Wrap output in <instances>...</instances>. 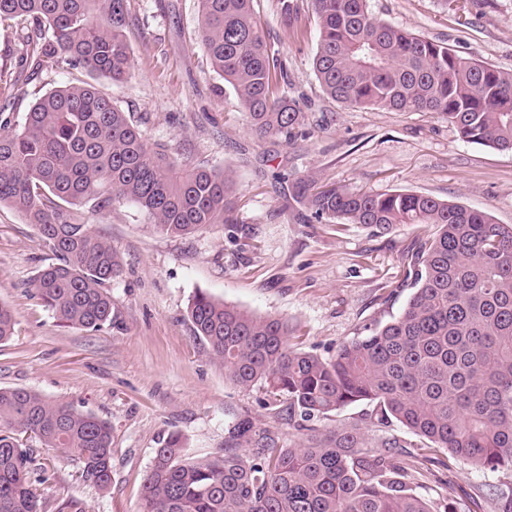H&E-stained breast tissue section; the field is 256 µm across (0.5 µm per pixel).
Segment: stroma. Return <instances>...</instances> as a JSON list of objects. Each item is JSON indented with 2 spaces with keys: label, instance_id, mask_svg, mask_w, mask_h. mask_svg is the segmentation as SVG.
<instances>
[{
  "label": "stroma",
  "instance_id": "obj_1",
  "mask_svg": "<svg viewBox=\"0 0 512 512\" xmlns=\"http://www.w3.org/2000/svg\"><path fill=\"white\" fill-rule=\"evenodd\" d=\"M306 28L295 41L275 0H254L265 33L288 69L289 96L305 122L294 137L258 138L233 90L215 73L199 35V0H127L132 69L126 81L58 64L23 69L20 28L0 25V108L21 122L36 97L68 83L91 82L112 98L150 144L188 165L230 170L236 182L232 223L185 238L158 233L127 201L82 207L87 224L116 250L121 275L107 284L115 326L91 331L60 324L33 293L53 254L33 225L0 206V302L13 311L11 340L0 345V388H24L72 404L112 426V487L100 492L78 477L75 461L29 441L47 468L49 488L82 499L89 512H138L156 448L181 434L190 456L223 455L241 420L275 432L284 447L310 432L359 429L368 447L397 439L423 461L411 486L420 496L456 503L460 512H496L493 493L512 473L459 458L425 460V442L396 421L379 424L370 404L350 405L309 429L272 417L274 395L225 379L209 347L196 339L187 308L196 292L259 316L287 318L292 341L328 359L338 344L386 323L406 303L411 256L432 229L401 224L375 234L356 224H302L292 184L383 193L404 191L488 212L512 225V153L463 141L447 120L422 112L344 106L328 98L312 71L319 26L312 0H296ZM374 16L460 54L512 71V0H369Z\"/></svg>",
  "mask_w": 512,
  "mask_h": 512
}]
</instances>
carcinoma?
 <instances>
[{
  "label": "carcinoma",
  "instance_id": "obj_1",
  "mask_svg": "<svg viewBox=\"0 0 512 512\" xmlns=\"http://www.w3.org/2000/svg\"><path fill=\"white\" fill-rule=\"evenodd\" d=\"M253 0H200L199 27L215 72L248 112L260 137L292 135L305 116L280 93L285 63L256 20ZM320 38L313 73L323 92L348 107L426 112L448 120L466 142L512 151V71H503L375 17L368 0H313ZM302 34L294 0H276ZM29 25L25 62L35 71L64 62L114 82L131 71L126 0H0V24ZM235 181L228 170L183 165L149 144L110 97L86 82L53 89L22 124L0 121V205L35 226L54 262L32 281L63 325H114L105 285L121 271L112 245L76 211L115 200L136 204L162 234L186 237L231 224ZM305 224L327 219L387 233L427 224L415 254L413 292L400 314L343 342L330 359L290 346L288 320L255 316L199 291L187 314L224 377L261 383L274 418L301 428L354 404L373 405L452 457L512 471V225L483 211L425 195L377 194L293 183ZM0 303V344L14 336ZM76 461L81 479L112 484V428L92 413L33 391L0 388V512H88L83 500L44 496L48 477L25 436ZM387 442L367 447L354 428L279 446L271 431L241 421L224 455L194 459L170 434L144 479L139 512H458L431 503L408 482L413 464L395 462Z\"/></svg>",
  "mask_w": 512,
  "mask_h": 512
}]
</instances>
